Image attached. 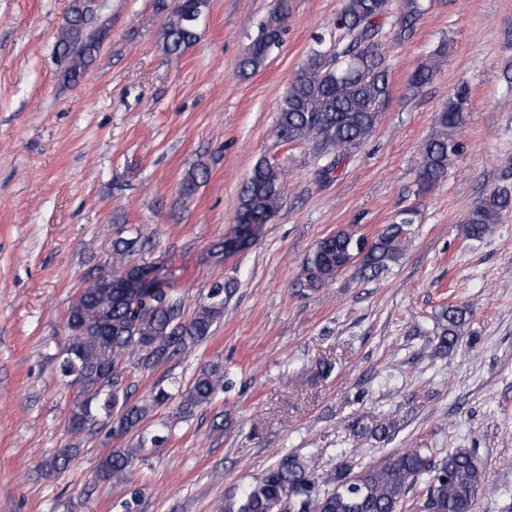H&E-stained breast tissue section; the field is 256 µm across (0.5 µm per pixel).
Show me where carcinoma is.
Instances as JSON below:
<instances>
[{
  "instance_id": "obj_1",
  "label": "carcinoma",
  "mask_w": 512,
  "mask_h": 512,
  "mask_svg": "<svg viewBox=\"0 0 512 512\" xmlns=\"http://www.w3.org/2000/svg\"><path fill=\"white\" fill-rule=\"evenodd\" d=\"M93 0H72L67 22L60 26L56 49L65 81L76 84L99 52L106 28L99 23ZM388 0H343L333 25L345 31L351 42L334 62L313 49L303 60L288 86L276 116L277 136L285 142L311 141L326 153L321 168L330 176L360 148L371 135L390 98L388 64L377 42L378 18L387 10ZM208 0H158L167 12L163 48L179 55L197 39L194 17L207 12ZM287 0L260 24L248 54L239 64L243 76L264 65L270 52L282 42ZM421 15L418 0H404L401 34L412 33ZM439 59L422 61L411 76L421 88L433 79ZM468 89L462 85L448 97L436 114L435 133L422 145L419 180L429 189L440 183L450 157L458 153L454 133L465 123ZM284 194V173L266 161H259L244 183L226 235L224 249L240 252L251 246L264 224L276 214ZM512 214V191L494 189L479 198L463 216V232L469 239H481ZM412 213H401L399 221L387 224L372 240L354 232L340 231L321 239L304 262L307 286L322 288L336 279L343 266L368 244L361 258V272L377 277L397 262L409 244ZM147 240L140 234L112 240V269L99 270L68 308L69 342L58 365L60 376L80 387L88 400L74 403L68 426L77 434L91 429L96 418L90 401L107 417H116V432L125 434L137 427L146 407L130 403L125 385V364L134 356L146 368H153L174 355L186 354L211 336L224 315L236 281L216 283L189 315L182 302L149 279V271L131 257L141 252ZM436 347L451 352L462 338L469 310L458 305L441 309ZM224 389V366L210 362L201 367L176 393L163 389L152 396V404L163 405L178 398V409L189 414L212 402ZM389 421L355 424L360 436L386 438ZM145 439L135 446L114 448L101 461L105 479L128 486L126 512H137L140 489L133 484L135 460ZM424 480L425 498L421 512H471L475 499L486 489L485 468L472 449L458 448L438 461L423 448H409L387 457L381 464L355 474L340 468L324 489L312 465L296 455H283L257 477L242 497L224 503V512H399L407 492Z\"/></svg>"
}]
</instances>
